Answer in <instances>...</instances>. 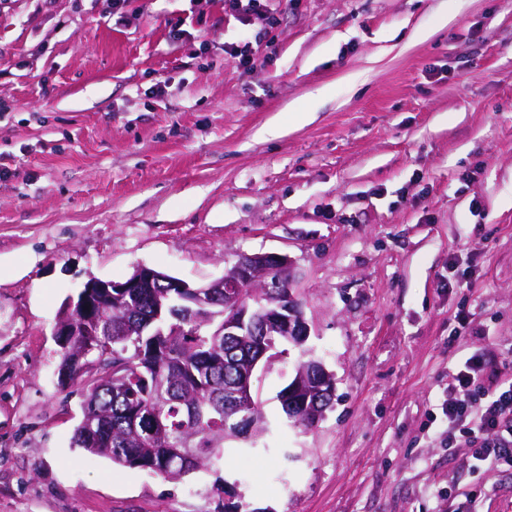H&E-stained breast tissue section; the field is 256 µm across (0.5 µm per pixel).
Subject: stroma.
Listing matches in <instances>:
<instances>
[{
    "mask_svg": "<svg viewBox=\"0 0 512 512\" xmlns=\"http://www.w3.org/2000/svg\"><path fill=\"white\" fill-rule=\"evenodd\" d=\"M260 27L218 0H0V512H512V467L443 412L464 356L512 379V0H296L235 71ZM244 253L294 265L336 383L318 426L284 423L293 347L250 453L171 483L74 447L68 297Z\"/></svg>",
    "mask_w": 512,
    "mask_h": 512,
    "instance_id": "35a3bbf8",
    "label": "stroma"
}]
</instances>
